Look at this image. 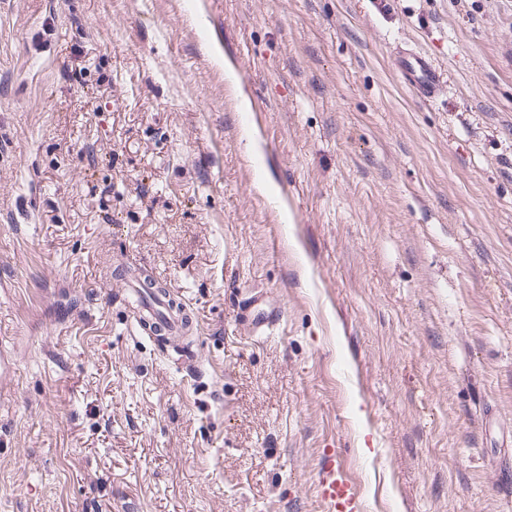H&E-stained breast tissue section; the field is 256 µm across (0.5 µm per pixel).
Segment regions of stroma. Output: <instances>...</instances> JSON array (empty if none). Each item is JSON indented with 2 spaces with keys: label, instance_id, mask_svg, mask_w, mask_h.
I'll return each instance as SVG.
<instances>
[{
  "label": "stroma",
  "instance_id": "35a3bbf8",
  "mask_svg": "<svg viewBox=\"0 0 512 512\" xmlns=\"http://www.w3.org/2000/svg\"><path fill=\"white\" fill-rule=\"evenodd\" d=\"M0 349V512H512V0H0ZM395 65L400 77L418 98L428 101L435 97L443 78L439 66L430 57L405 50L397 55ZM138 285L128 283V288L136 292L138 300V316L136 321L142 323L152 335V340L164 339L168 336H182L185 333V317L188 315L189 327L193 328V318L182 300L166 288L164 295H146ZM132 286V288H131ZM251 299L243 313V323L250 334H263L275 326L279 319V312L266 307L260 296H254ZM318 486L324 512H359L358 485L336 462L328 461L321 466Z\"/></svg>",
  "mask_w": 512,
  "mask_h": 512
}]
</instances>
